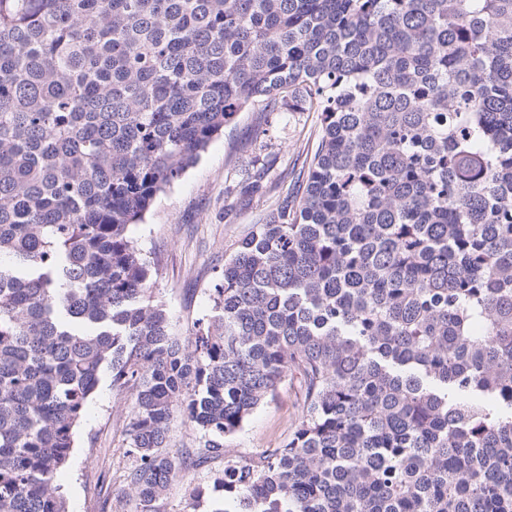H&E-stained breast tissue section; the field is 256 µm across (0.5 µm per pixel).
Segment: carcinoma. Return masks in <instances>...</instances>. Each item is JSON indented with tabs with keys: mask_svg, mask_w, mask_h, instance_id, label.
Returning a JSON list of instances; mask_svg holds the SVG:
<instances>
[{
	"mask_svg": "<svg viewBox=\"0 0 512 512\" xmlns=\"http://www.w3.org/2000/svg\"><path fill=\"white\" fill-rule=\"evenodd\" d=\"M316 112L187 342L131 227L245 108ZM136 512H512V0H0V512L55 485L104 369ZM256 459L224 440L286 382ZM299 398L296 386L283 384L273 400L260 405L236 435L225 439L226 455L255 458L287 440L300 417ZM202 434L193 426L184 423L178 416L170 425L165 453L177 461H185L188 455L200 447ZM223 467L224 458H217L198 467L188 468L170 486L164 503L165 512H188L191 488L210 484L213 473Z\"/></svg>",
	"mask_w": 512,
	"mask_h": 512,
	"instance_id": "1",
	"label": "carcinoma"
}]
</instances>
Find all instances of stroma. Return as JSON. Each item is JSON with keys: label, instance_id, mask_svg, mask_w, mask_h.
<instances>
[{"label": "stroma", "instance_id": "1", "mask_svg": "<svg viewBox=\"0 0 512 512\" xmlns=\"http://www.w3.org/2000/svg\"><path fill=\"white\" fill-rule=\"evenodd\" d=\"M265 136H258V128ZM318 129L314 112H240L215 137L193 167L156 197L143 221L132 229L139 248L159 259L155 293L165 302L172 331L188 338L210 312L209 295L224 268L267 206L264 196L243 199L256 167L251 156H231L232 146L262 139L266 178L274 181L292 168L298 154L312 149ZM295 387L282 385L260 405L234 436L225 439V457L250 459L287 440L300 416ZM133 414L128 394L112 388L104 370L76 431L75 445L57 482L68 512H135L126 475L133 459L126 452L123 428ZM217 458L187 469L170 486L165 512H187L191 488L207 485L223 468Z\"/></svg>", "mask_w": 512, "mask_h": 512}]
</instances>
